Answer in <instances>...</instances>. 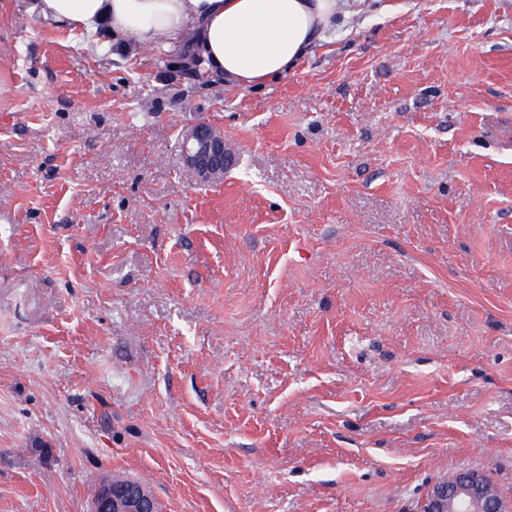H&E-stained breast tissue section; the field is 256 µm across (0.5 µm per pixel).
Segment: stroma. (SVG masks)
<instances>
[{"label": "stroma", "mask_w": 512, "mask_h": 512, "mask_svg": "<svg viewBox=\"0 0 512 512\" xmlns=\"http://www.w3.org/2000/svg\"><path fill=\"white\" fill-rule=\"evenodd\" d=\"M0 0V512L512 497V0H354L237 89ZM199 122L236 164L199 183ZM181 154L186 167L202 182H217L234 164V156L218 127L201 122L183 131ZM478 505L482 512H511L512 499L502 495L490 476L470 470L434 482L427 490L420 512H471ZM139 484L143 485L140 481L132 479L101 481L94 492L91 511L161 512L154 496Z\"/></svg>", "instance_id": "1"}]
</instances>
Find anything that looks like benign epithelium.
<instances>
[{
    "instance_id": "7a95c632",
    "label": "benign epithelium",
    "mask_w": 512,
    "mask_h": 512,
    "mask_svg": "<svg viewBox=\"0 0 512 512\" xmlns=\"http://www.w3.org/2000/svg\"><path fill=\"white\" fill-rule=\"evenodd\" d=\"M181 154L186 167L202 182L224 179L234 164V156L224 141V132L201 122L183 131ZM512 512V499L502 495L490 476L470 470L459 476L440 479L427 490L420 512ZM92 512H161L154 496L129 481L107 479L94 492Z\"/></svg>"
}]
</instances>
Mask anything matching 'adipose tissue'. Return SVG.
Listing matches in <instances>:
<instances>
[{"label":"adipose tissue","instance_id":"adipose-tissue-1","mask_svg":"<svg viewBox=\"0 0 512 512\" xmlns=\"http://www.w3.org/2000/svg\"><path fill=\"white\" fill-rule=\"evenodd\" d=\"M31 9L61 26L106 24L128 47L190 50L205 77L238 88L294 72L350 16L346 0H32Z\"/></svg>","mask_w":512,"mask_h":512}]
</instances>
